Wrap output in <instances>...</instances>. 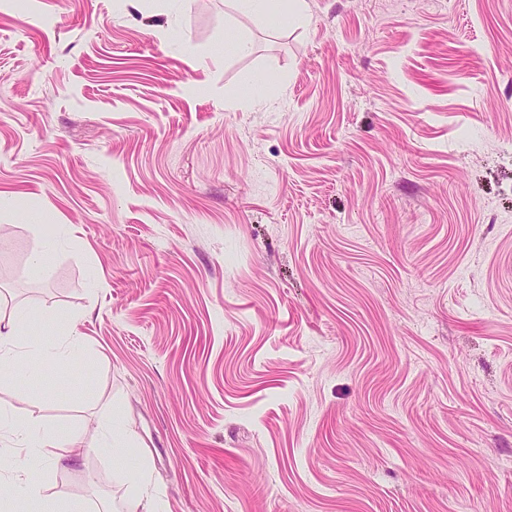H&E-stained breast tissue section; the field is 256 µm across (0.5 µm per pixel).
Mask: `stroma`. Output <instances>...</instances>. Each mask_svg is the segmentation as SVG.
<instances>
[{
    "mask_svg": "<svg viewBox=\"0 0 512 512\" xmlns=\"http://www.w3.org/2000/svg\"><path fill=\"white\" fill-rule=\"evenodd\" d=\"M308 2L0 0V294L85 339L0 381L92 449L39 501L123 512L116 417L162 512H512V0ZM100 436L105 444H112V463L115 470L123 474L128 466L125 446L126 433L122 423L117 418L106 420L100 427Z\"/></svg>",
    "mask_w": 512,
    "mask_h": 512,
    "instance_id": "obj_1",
    "label": "stroma"
}]
</instances>
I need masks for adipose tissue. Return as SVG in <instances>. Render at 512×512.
I'll return each instance as SVG.
<instances>
[{"mask_svg": "<svg viewBox=\"0 0 512 512\" xmlns=\"http://www.w3.org/2000/svg\"><path fill=\"white\" fill-rule=\"evenodd\" d=\"M29 322L25 313L0 318V379L18 378V361L30 352L48 359L61 373H69L72 355L83 343L82 336L70 329L56 342L32 346L25 339ZM0 436L9 438L14 447L11 463L0 467V512H26L33 497L27 452H37L41 460L54 463L78 460L86 454L77 437L59 434L52 425L37 420L0 417Z\"/></svg>", "mask_w": 512, "mask_h": 512, "instance_id": "1", "label": "adipose tissue"}]
</instances>
